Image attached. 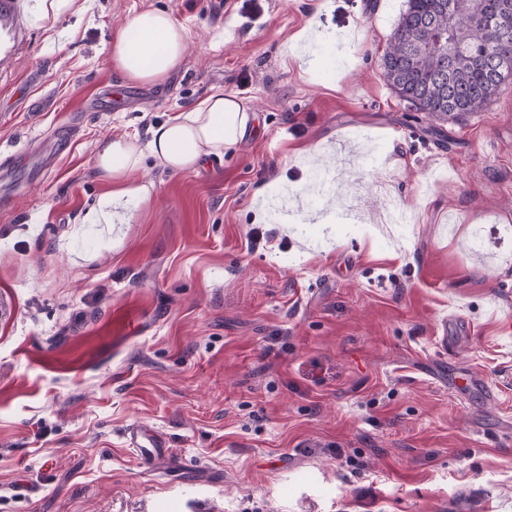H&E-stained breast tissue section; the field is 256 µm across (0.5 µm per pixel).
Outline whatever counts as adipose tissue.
<instances>
[{
	"instance_id": "ef3b65f1",
	"label": "adipose tissue",
	"mask_w": 512,
	"mask_h": 512,
	"mask_svg": "<svg viewBox=\"0 0 512 512\" xmlns=\"http://www.w3.org/2000/svg\"><path fill=\"white\" fill-rule=\"evenodd\" d=\"M186 29L168 13L144 10L135 14L112 38V64L128 80L159 83L182 62ZM252 119L250 108L236 96L215 91L196 107L181 112L149 130L146 145L118 139L102 144L96 166L111 182L110 193L99 206L86 211L87 224L126 223L122 207L128 197L148 200L152 188L132 183L130 177L143 155L174 173L196 169L209 156L223 155L246 133Z\"/></svg>"
}]
</instances>
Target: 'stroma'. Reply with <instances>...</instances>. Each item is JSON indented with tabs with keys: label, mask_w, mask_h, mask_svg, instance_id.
Instances as JSON below:
<instances>
[{
	"label": "stroma",
	"mask_w": 512,
	"mask_h": 512,
	"mask_svg": "<svg viewBox=\"0 0 512 512\" xmlns=\"http://www.w3.org/2000/svg\"><path fill=\"white\" fill-rule=\"evenodd\" d=\"M37 2L0 18V512H512V79L416 121L405 0ZM145 9L188 32L155 85L111 61ZM217 88L245 137L83 223L100 144ZM285 188L313 218L260 209ZM128 442L135 448L144 461L155 463L156 460L166 457L163 438L141 425H134L128 432Z\"/></svg>",
	"instance_id": "35a3bbf8"
}]
</instances>
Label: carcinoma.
Segmentation results:
<instances>
[{"mask_svg": "<svg viewBox=\"0 0 512 512\" xmlns=\"http://www.w3.org/2000/svg\"><path fill=\"white\" fill-rule=\"evenodd\" d=\"M450 2L459 0H407L382 58L395 93L431 119L483 111L504 84L490 46L512 53V32L504 40L498 30L501 0H464L452 30Z\"/></svg>", "mask_w": 512, "mask_h": 512, "instance_id": "1", "label": "carcinoma"}]
</instances>
